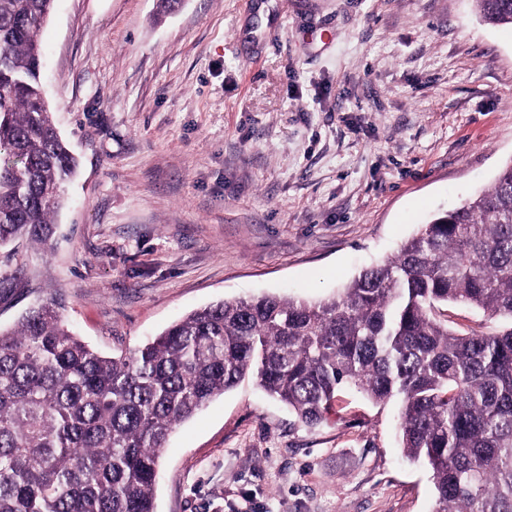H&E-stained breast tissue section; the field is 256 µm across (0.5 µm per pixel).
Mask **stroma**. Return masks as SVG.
<instances>
[{"mask_svg":"<svg viewBox=\"0 0 512 512\" xmlns=\"http://www.w3.org/2000/svg\"><path fill=\"white\" fill-rule=\"evenodd\" d=\"M42 82L79 160L0 327L54 303L104 354L193 310L325 297L512 161V26L474 0H55ZM397 402L302 424L244 379L180 424L158 512H433Z\"/></svg>","mask_w":512,"mask_h":512,"instance_id":"35a3bbf8","label":"stroma"}]
</instances>
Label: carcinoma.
<instances>
[{
	"mask_svg": "<svg viewBox=\"0 0 512 512\" xmlns=\"http://www.w3.org/2000/svg\"><path fill=\"white\" fill-rule=\"evenodd\" d=\"M476 4L512 25V0ZM53 6L0 0V247L49 244L77 169L40 82ZM450 303L509 327L458 333L441 314ZM247 376L308 426L344 388L398 401L434 512H512V162L327 299L219 301L112 357L54 304L30 308L0 329V512H156L175 426Z\"/></svg>",
	"mask_w": 512,
	"mask_h": 512,
	"instance_id": "obj_1",
	"label": "carcinoma"
}]
</instances>
